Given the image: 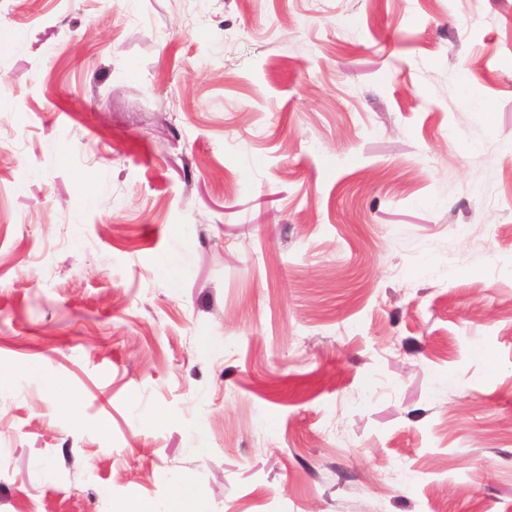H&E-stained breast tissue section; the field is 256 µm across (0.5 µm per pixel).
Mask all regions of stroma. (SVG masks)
I'll return each mask as SVG.
<instances>
[{"mask_svg": "<svg viewBox=\"0 0 512 512\" xmlns=\"http://www.w3.org/2000/svg\"><path fill=\"white\" fill-rule=\"evenodd\" d=\"M134 499L512 512V0H0V512Z\"/></svg>", "mask_w": 512, "mask_h": 512, "instance_id": "stroma-1", "label": "stroma"}]
</instances>
